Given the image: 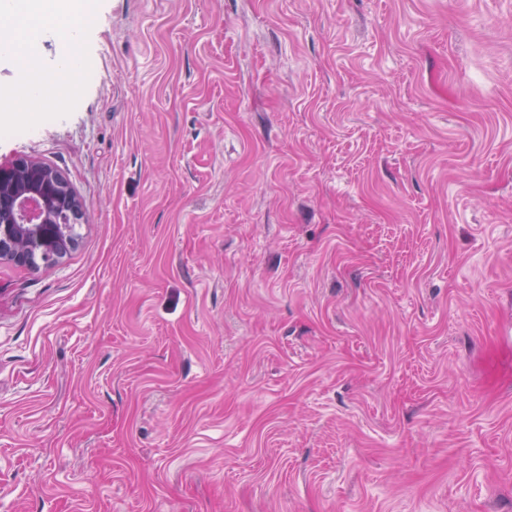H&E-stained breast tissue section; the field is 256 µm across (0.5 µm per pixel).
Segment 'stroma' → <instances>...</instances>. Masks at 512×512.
I'll return each mask as SVG.
<instances>
[{
    "mask_svg": "<svg viewBox=\"0 0 512 512\" xmlns=\"http://www.w3.org/2000/svg\"><path fill=\"white\" fill-rule=\"evenodd\" d=\"M76 11L0 112L81 208L0 260V512H512V0ZM49 206L59 212V220L58 224V237L59 240L65 245V248L68 244L73 243L78 237V233L76 230L77 224H75L77 210L76 207L73 209L67 208L61 210L60 206L56 202H51ZM64 248V251H65Z\"/></svg>",
    "mask_w": 512,
    "mask_h": 512,
    "instance_id": "35a3bbf8",
    "label": "stroma"
}]
</instances>
